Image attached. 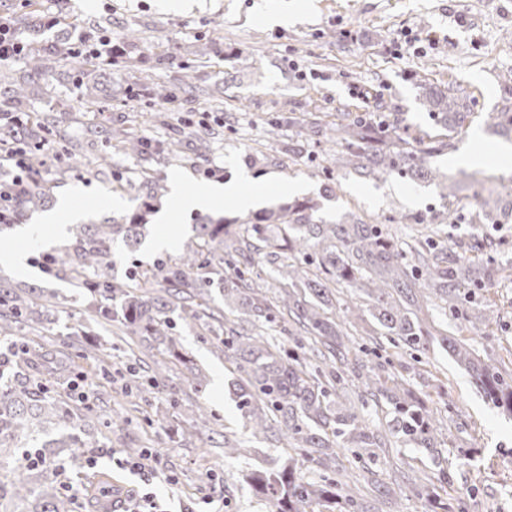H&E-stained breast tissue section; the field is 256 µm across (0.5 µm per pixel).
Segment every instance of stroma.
Instances as JSON below:
<instances>
[{
    "label": "stroma",
    "mask_w": 512,
    "mask_h": 512,
    "mask_svg": "<svg viewBox=\"0 0 512 512\" xmlns=\"http://www.w3.org/2000/svg\"><path fill=\"white\" fill-rule=\"evenodd\" d=\"M270 7L288 3L299 19L288 26L270 27L252 13L254 0H193L185 11L166 10L159 0H41L52 27L38 38L77 40L86 27H98L123 49L112 68L113 125L136 131L156 143L180 135L183 147L165 158L154 154L127 155L116 150L108 174L90 167L82 177L61 180L55 197L75 199L81 223L112 214L109 184L139 183L143 176L181 180L184 193L234 181L248 193L268 185L270 205L292 199L291 187L306 185V196L320 205L330 222L344 217L382 224L405 241L419 236L431 217L451 214L435 241L452 246L474 237L493 243L481 254L471 276L482 275L486 263L512 267V221L474 223L489 189L512 179V160H500L495 149L506 146L496 134L491 113L501 95L500 76L512 69V0H266ZM421 34L420 49L396 44L401 34ZM207 47L203 56H179L181 44ZM196 76V89L177 88L182 67ZM145 84L149 97L135 101L125 96L129 85ZM444 84L458 89L470 114L463 128L437 122L421 105L422 87ZM171 98H163V91ZM36 109L64 112L72 136L101 116L82 105L75 84H39L31 89ZM374 124L386 118L400 132L436 145L428 158L431 168L449 177L459 169L456 197L445 198L443 186L432 179H409L398 174L380 179L361 178L351 167H327L326 151L336 149V127L345 119ZM211 135L206 160L196 156L195 130ZM486 160L463 165L469 150ZM332 197H324V187ZM159 206L172 212L171 224L154 223L152 238L134 254H120L113 275L124 278L132 262L148 266L157 252L154 236L170 232L175 240L165 248L177 258V245L191 234L196 214L179 212L171 196ZM70 232H45L40 240L14 235L13 247L25 250L28 272L0 264V277L35 285L54 294L58 319L51 334L24 335L30 356L54 345L87 303L86 295L67 281L42 272L44 253L62 248ZM480 320L464 328L449 310L431 307L432 319L478 350L481 358L501 367L512 366V276L495 280L476 293ZM185 352L207 375V385L195 391L178 368L168 372L163 390L142 399L130 389L122 363L110 375L99 372L90 358V344L70 348V370L83 377L90 402L99 411L128 409L130 421L112 432V441L100 449L95 466L67 461L58 469L49 460L44 472L61 489L71 491L77 512H95V492L101 475L112 480L113 507L150 495L158 512H267V506L240 482L239 473L260 461L279 456L276 448L236 458L223 452L201 455L187 445L169 447L180 430L181 409L201 407L216 415L242 441L250 431L228 391L230 375L217 347L204 342L195 328L180 331ZM405 375L414 387L428 392L434 407L445 412L437 446L448 468V497L460 498L468 512H512V418L494 408L472 384L467 372L440 349L419 357L404 355ZM151 451L154 459L148 479L124 467L128 444ZM339 456L346 467L359 471L365 501H373V483L395 490L387 512H426L425 500L413 489L414 477L436 473L427 454L399 442L376 449L374 458L354 459L347 449Z\"/></svg>",
    "instance_id": "obj_1"
}]
</instances>
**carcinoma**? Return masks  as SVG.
<instances>
[{
  "instance_id": "cac0c4a2",
  "label": "carcinoma",
  "mask_w": 512,
  "mask_h": 512,
  "mask_svg": "<svg viewBox=\"0 0 512 512\" xmlns=\"http://www.w3.org/2000/svg\"><path fill=\"white\" fill-rule=\"evenodd\" d=\"M28 7L30 11L20 19L21 30L36 31L44 18L37 4ZM74 58L76 53L65 39L50 48L30 39L25 68L0 74V149L22 164L15 169V178L0 183L4 191L0 205L13 217V224H0V239L12 225L47 207L55 187L42 176L47 157L66 163L71 171L83 165L61 134L62 114L30 110L33 78L51 76L77 78L84 103L105 111L102 100L111 96L107 79L111 70H62V63ZM502 85L506 96L495 108L496 121L512 135L511 73L502 76ZM423 106L450 128L462 126L467 117L459 96L445 85L428 88ZM91 135L105 148L118 141L134 154L150 150L142 138L126 128L112 127L110 120L96 125ZM336 138L344 148L345 163L364 178L394 170L428 178L432 170L427 156L440 151L436 146L414 145L388 121L372 126L353 118L336 127ZM166 191L163 180L155 177L128 185V210L97 224L77 225L69 244L44 255L49 271L84 292L89 305L84 327L68 333L61 349L39 357L38 370L64 374L68 371L65 349L93 326L107 324L152 358L146 391L165 386L166 369L176 363L184 368L185 381L199 391L206 386V376L183 353L176 334V320L196 324L220 344L224 362L231 365L237 408L253 437L298 450L279 470H255L243 476L269 512H314V505L319 512H372L351 487L358 481L356 475L332 477L338 448H356L359 457L363 451L386 447L391 435L438 455L437 411L427 406L429 394L392 372L390 360L369 367L357 357L352 367L362 393L389 406L388 431L370 426L354 406H336L334 396L347 373L350 336L364 321L361 308L350 304L341 308L345 320L333 316L340 283L362 295L375 329L384 332L395 348L424 351L439 341L487 400L512 416V373L482 360L465 340L434 333L418 315L423 305L440 302L467 322L478 319L466 307L460 266L469 260V252L485 251L486 239H474L461 252L439 248L429 236L404 248L382 224L354 218L327 222L317 215V204L292 201L244 217L237 230L222 219L200 214L183 243L179 262L159 257L151 268L134 266L125 279H115L111 275L115 254L142 243L148 216ZM254 253L265 254L273 272L288 280L279 295L267 296L265 279L253 266L238 265V258L249 260ZM214 288L224 294L228 310L222 313L211 306ZM55 322L53 304L43 289L0 279L1 338L12 339L21 330L49 333ZM25 359L0 352V449L22 439L31 457V463L16 466L12 488L28 502L30 512H73L70 496L55 485L38 483L42 463L63 455L67 448L84 454L105 446L99 426H120L129 417L121 408L106 419L88 405L70 409L47 388L30 382L20 369ZM207 445L224 449L226 457L242 451L227 432L224 442L210 436ZM300 461L315 467L319 480L301 478Z\"/></svg>"
}]
</instances>
